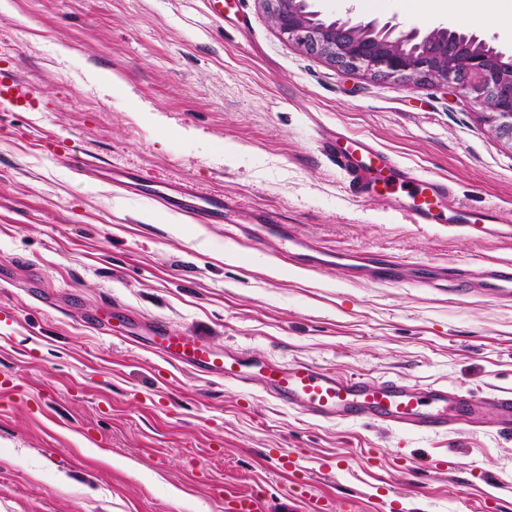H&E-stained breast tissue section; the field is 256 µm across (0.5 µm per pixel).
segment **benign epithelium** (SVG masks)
<instances>
[{"mask_svg": "<svg viewBox=\"0 0 512 512\" xmlns=\"http://www.w3.org/2000/svg\"><path fill=\"white\" fill-rule=\"evenodd\" d=\"M279 33L340 70L406 85H457L487 110L489 132L512 148V55L471 33L326 14L318 0H263Z\"/></svg>", "mask_w": 512, "mask_h": 512, "instance_id": "obj_1", "label": "benign epithelium"}]
</instances>
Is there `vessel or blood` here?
<instances>
[{
	"label": "vessel or blood",
	"mask_w": 512,
	"mask_h": 512,
	"mask_svg": "<svg viewBox=\"0 0 512 512\" xmlns=\"http://www.w3.org/2000/svg\"><path fill=\"white\" fill-rule=\"evenodd\" d=\"M25 83L12 71H0V112L29 105ZM329 161L346 177L349 192L357 197L379 191L403 192L401 210L413 223L434 224L438 221L437 201L449 192L447 182L425 177L413 169L398 165L386 152L368 140L346 141L344 134L324 142ZM113 183L135 194L158 200L188 214L200 224L230 221L236 206L231 199L198 194L184 184L152 186L130 179L124 171L108 173ZM500 211L464 210L460 222L468 231L502 223ZM288 252L296 263L308 269L322 264L321 252L297 239L288 241ZM369 264L378 281H403L400 263L372 256ZM480 285L487 291L512 294V266H492L482 275ZM152 349L167 362L241 384L259 383L279 402L323 420L348 419L369 415L407 430L447 429L455 423L464 401L445 388L417 389L402 380H367L341 378L313 366L294 363L281 366L242 353L219 352L198 339L154 328Z\"/></svg>",
	"instance_id": "vessel-or-blood-1"
}]
</instances>
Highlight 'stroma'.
Returning a JSON list of instances; mask_svg holds the SVG:
<instances>
[{
	"label": "stroma",
	"instance_id": "obj_1",
	"mask_svg": "<svg viewBox=\"0 0 512 512\" xmlns=\"http://www.w3.org/2000/svg\"><path fill=\"white\" fill-rule=\"evenodd\" d=\"M371 17L446 25L512 53L500 0H381ZM0 512H512V299L291 264L280 237L199 224L101 179L223 195L347 256L430 269L512 263V224H414L356 199L320 151L345 132L447 181L438 212L512 215V149L469 91L374 80L306 54L262 0H6L0 69ZM342 378L445 386L479 404L445 432L324 421L152 354L153 324ZM123 340H116L115 331ZM299 459L302 475L279 458ZM25 83L15 71H0V112L30 105Z\"/></svg>",
	"mask_w": 512,
	"mask_h": 512
}]
</instances>
